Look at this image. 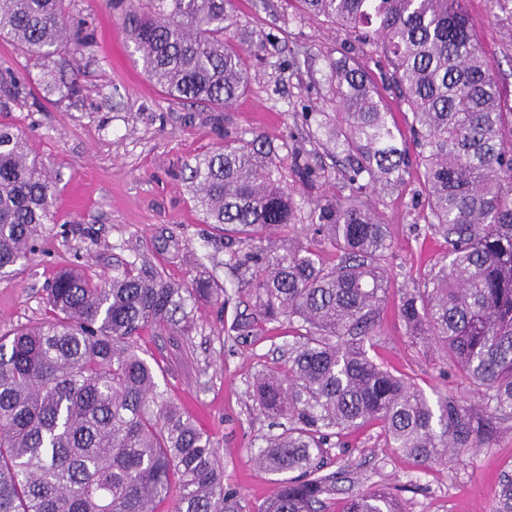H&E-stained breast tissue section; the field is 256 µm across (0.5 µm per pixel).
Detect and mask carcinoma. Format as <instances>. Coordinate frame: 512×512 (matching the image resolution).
<instances>
[{"label":"carcinoma","instance_id":"cac0c4a2","mask_svg":"<svg viewBox=\"0 0 512 512\" xmlns=\"http://www.w3.org/2000/svg\"><path fill=\"white\" fill-rule=\"evenodd\" d=\"M75 0H0V39L45 62L43 98L81 93L69 49L84 42ZM344 40L382 52L389 86L410 113L415 155L398 145L390 107L364 66L328 58L336 120L318 124L336 164L317 166L288 141L255 131L228 136L185 163L207 224L224 232V268L253 301L252 328L296 329L288 362L256 380L259 410L288 427L253 450L279 477L258 512H321L341 473H321L328 439L377 424L387 445L424 469L488 448L512 419V105L472 32L467 0H293ZM147 77L179 103L230 108L249 84L233 0H106ZM25 81L0 70V112ZM424 169L430 225L448 243L437 270L401 290L406 334L437 344L448 369L479 398L429 400L375 362L366 343L389 293L388 224L371 194ZM306 186L332 177L346 195L295 199L285 172ZM56 178L27 136L0 124V277L18 274L53 220ZM308 222L336 250L330 266L299 240L269 235ZM51 318L0 334V512H243L224 490L215 444L171 402L137 350L148 328L190 329V300H219L208 278L175 283L129 263L93 281L58 271L46 288ZM345 512H405L385 489L358 492ZM495 512H512V473Z\"/></svg>","mask_w":512,"mask_h":512}]
</instances>
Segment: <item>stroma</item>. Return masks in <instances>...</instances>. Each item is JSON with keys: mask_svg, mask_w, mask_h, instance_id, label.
<instances>
[{"mask_svg": "<svg viewBox=\"0 0 512 512\" xmlns=\"http://www.w3.org/2000/svg\"><path fill=\"white\" fill-rule=\"evenodd\" d=\"M255 3L235 0L243 36L257 42L271 32L278 40L248 58V91L214 127L201 121L200 106L174 103L146 78L103 0H78L92 34L89 44L70 50L82 101L39 108L25 99L0 114V121L29 136L35 154L60 176L55 221L45 225L32 261L20 274L0 278V331L50 318L45 288L63 266L96 280L144 261L175 282L223 279L224 240L204 223L184 180L185 163L217 147L221 133L253 130L277 144L291 133L311 161L329 163L324 135L298 133L294 116L333 117L327 59L344 54L343 38L324 18L292 21L295 9L287 0H268L264 10ZM467 10L512 100V12L490 15L486 0H468ZM422 198L418 169L396 190L373 197L391 231L390 291L369 354L410 377L426 395L445 390L470 406L476 396L449 372L438 348L413 342L397 317L400 288L422 281L448 250L429 226ZM251 311L250 302L233 292L227 303L193 307L189 333L149 329L137 340L168 398L213 438L224 487L236 493L245 512H257L276 489L273 475L258 469L250 452L280 431L259 411L254 382L283 364L294 341L281 322L258 324L245 335L231 332L233 320ZM340 442L324 454V473L345 474L325 512H342L347 497L376 486L398 495L407 512H493L498 479L512 463V421L491 447L427 470L390 448L376 426Z\"/></svg>", "mask_w": 512, "mask_h": 512, "instance_id": "stroma-1", "label": "stroma"}]
</instances>
